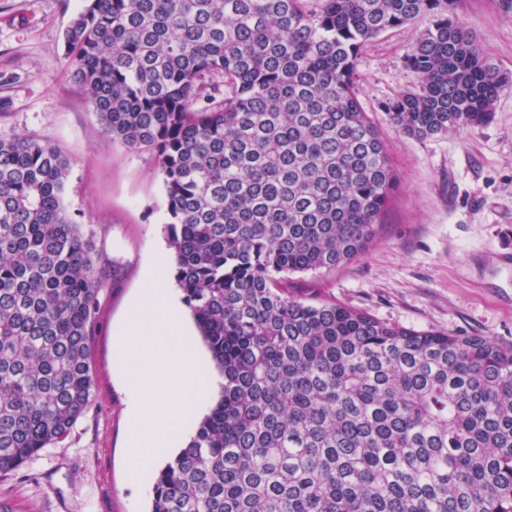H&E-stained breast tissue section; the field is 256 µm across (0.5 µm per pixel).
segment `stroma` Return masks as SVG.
<instances>
[{"label":"stroma","mask_w":512,"mask_h":512,"mask_svg":"<svg viewBox=\"0 0 512 512\" xmlns=\"http://www.w3.org/2000/svg\"><path fill=\"white\" fill-rule=\"evenodd\" d=\"M86 0H0V141L24 134L71 162L63 202L92 235L110 271L99 289L91 338L93 397L68 439L0 475V500L16 512H148L154 472L129 478L126 395L116 383L115 334L143 296V269L173 264L163 176L152 155L114 142L72 75L64 31ZM459 19L484 56L512 76V9L460 0ZM427 21L368 40L357 62L358 96L378 126L398 183L380 239L330 274L291 275L295 294L333 299L377 320L419 331L487 336L512 344V85L492 120L418 139L397 130L384 103L417 89L406 63Z\"/></svg>","instance_id":"obj_1"}]
</instances>
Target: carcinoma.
Here are the masks:
<instances>
[{"label": "carcinoma", "instance_id": "1", "mask_svg": "<svg viewBox=\"0 0 512 512\" xmlns=\"http://www.w3.org/2000/svg\"><path fill=\"white\" fill-rule=\"evenodd\" d=\"M458 0H87L64 35L114 141L164 176L174 278L219 400L156 475L150 512H512V345L391 326L288 293L378 238L396 176L364 112L371 38L430 25L416 93L385 104L424 139L484 124L512 81ZM71 163L0 142V474L67 439L93 391L92 237Z\"/></svg>", "mask_w": 512, "mask_h": 512}]
</instances>
